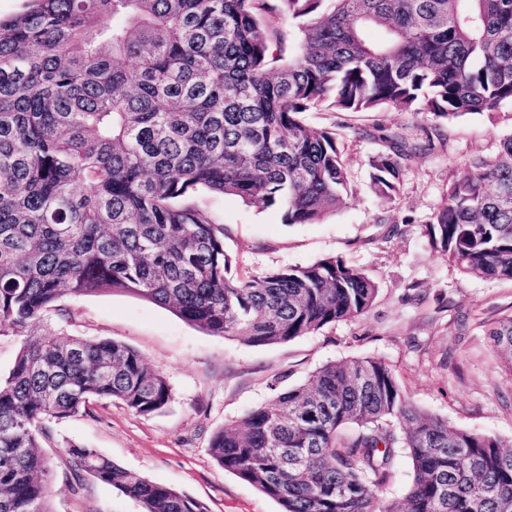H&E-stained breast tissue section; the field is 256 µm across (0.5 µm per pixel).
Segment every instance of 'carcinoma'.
Returning <instances> with one entry per match:
<instances>
[{"instance_id":"carcinoma-1","label":"carcinoma","mask_w":512,"mask_h":512,"mask_svg":"<svg viewBox=\"0 0 512 512\" xmlns=\"http://www.w3.org/2000/svg\"><path fill=\"white\" fill-rule=\"evenodd\" d=\"M277 2L31 0L0 22V335L27 330L0 378V512H52L51 424L110 400L150 416L172 398L130 346L52 328L64 298L127 292L257 346L372 306L378 284L338 257L239 274L193 192L314 224L347 204L348 178L340 133L304 113L422 114L443 140V125L512 105V0ZM275 9L295 23L288 45L263 22ZM357 134L384 144L370 184L391 200L432 145ZM469 168L424 236L460 273L512 282V132ZM489 336L512 368V313ZM399 448L413 468L401 503L377 495ZM209 452L280 512H512V451L416 407L378 358L277 391ZM66 454L143 512H206L95 448Z\"/></svg>"}]
</instances>
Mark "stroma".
<instances>
[{"mask_svg":"<svg viewBox=\"0 0 512 512\" xmlns=\"http://www.w3.org/2000/svg\"><path fill=\"white\" fill-rule=\"evenodd\" d=\"M304 119L314 127H340L351 189L346 207L316 224H288L276 207L204 191L196 198L223 224L224 247L239 273L339 257L377 282L373 305L315 334L254 346L203 333L129 293L68 300V316L49 319L55 329L133 347L166 376L172 400L150 416L117 401L96 402L86 415L54 425L42 441L54 468L53 512H141L112 486L73 475L66 455L73 443L98 448L122 467L204 503L208 512H280L274 500L216 464L210 438L267 404L275 388L306 383L319 367L354 358L384 360L414 405L451 426L512 444V369L487 334L490 322L512 313V283L463 275L423 234L449 181L466 174L471 158L494 155L500 137L512 132V105L452 122L446 140L411 160L393 200L370 186L369 160L382 143L360 138L357 130L385 127L421 143L429 120L390 110L308 112Z\"/></svg>","mask_w":512,"mask_h":512,"instance_id":"obj_1","label":"stroma"}]
</instances>
